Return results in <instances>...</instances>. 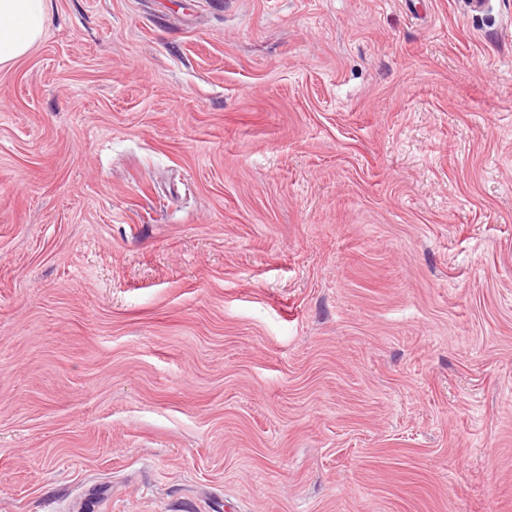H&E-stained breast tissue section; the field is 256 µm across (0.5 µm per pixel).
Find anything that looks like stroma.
<instances>
[{
  "label": "stroma",
  "instance_id": "1",
  "mask_svg": "<svg viewBox=\"0 0 512 512\" xmlns=\"http://www.w3.org/2000/svg\"><path fill=\"white\" fill-rule=\"evenodd\" d=\"M49 6L0 512H512V0Z\"/></svg>",
  "mask_w": 512,
  "mask_h": 512
}]
</instances>
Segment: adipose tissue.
<instances>
[{
	"instance_id": "obj_1",
	"label": "adipose tissue",
	"mask_w": 512,
	"mask_h": 512,
	"mask_svg": "<svg viewBox=\"0 0 512 512\" xmlns=\"http://www.w3.org/2000/svg\"><path fill=\"white\" fill-rule=\"evenodd\" d=\"M47 21V0H0V65L27 55Z\"/></svg>"
}]
</instances>
